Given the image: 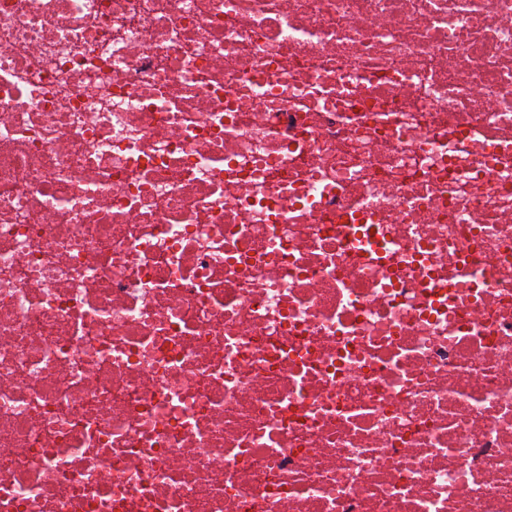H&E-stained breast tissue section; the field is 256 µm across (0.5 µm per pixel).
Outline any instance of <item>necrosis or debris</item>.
<instances>
[{"label": "necrosis or debris", "instance_id": "obj_1", "mask_svg": "<svg viewBox=\"0 0 512 512\" xmlns=\"http://www.w3.org/2000/svg\"><path fill=\"white\" fill-rule=\"evenodd\" d=\"M0 512H512V0H0Z\"/></svg>", "mask_w": 512, "mask_h": 512}]
</instances>
